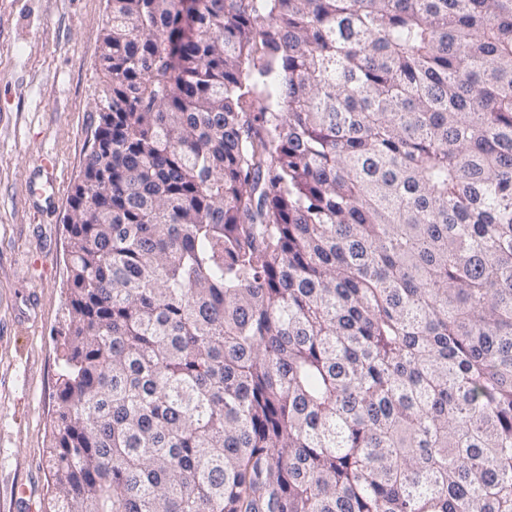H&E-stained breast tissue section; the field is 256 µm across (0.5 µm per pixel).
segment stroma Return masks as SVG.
I'll return each instance as SVG.
<instances>
[{"label":"stroma","instance_id":"obj_1","mask_svg":"<svg viewBox=\"0 0 512 512\" xmlns=\"http://www.w3.org/2000/svg\"><path fill=\"white\" fill-rule=\"evenodd\" d=\"M107 0H0V512L51 492L72 188L98 124ZM54 178L53 202L33 190Z\"/></svg>","mask_w":512,"mask_h":512}]
</instances>
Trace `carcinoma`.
<instances>
[{
  "instance_id": "cac0c4a2",
  "label": "carcinoma",
  "mask_w": 512,
  "mask_h": 512,
  "mask_svg": "<svg viewBox=\"0 0 512 512\" xmlns=\"http://www.w3.org/2000/svg\"><path fill=\"white\" fill-rule=\"evenodd\" d=\"M45 512H512V0H110Z\"/></svg>"
}]
</instances>
